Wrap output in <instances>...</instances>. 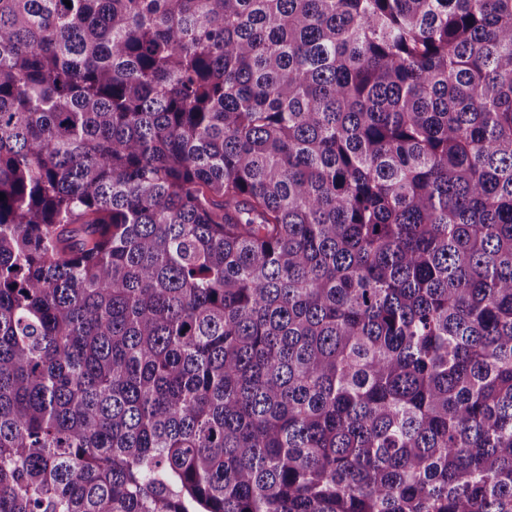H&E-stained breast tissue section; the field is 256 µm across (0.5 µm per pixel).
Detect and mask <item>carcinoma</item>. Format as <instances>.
Masks as SVG:
<instances>
[{
	"mask_svg": "<svg viewBox=\"0 0 512 512\" xmlns=\"http://www.w3.org/2000/svg\"><path fill=\"white\" fill-rule=\"evenodd\" d=\"M0 0V512H512V0Z\"/></svg>",
	"mask_w": 512,
	"mask_h": 512,
	"instance_id": "cac0c4a2",
	"label": "carcinoma"
}]
</instances>
